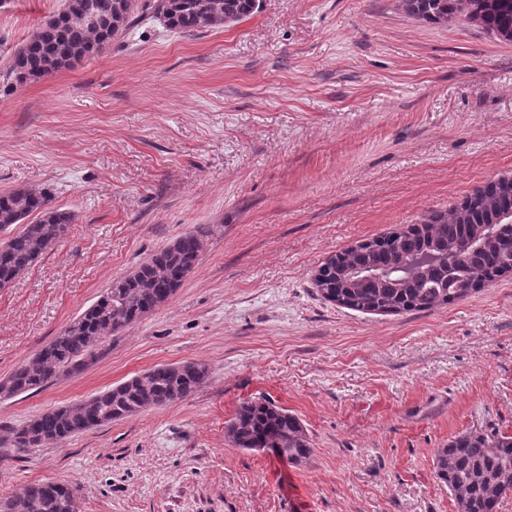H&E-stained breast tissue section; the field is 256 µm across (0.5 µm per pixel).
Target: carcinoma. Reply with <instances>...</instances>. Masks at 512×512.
<instances>
[{"label":"carcinoma","mask_w":512,"mask_h":512,"mask_svg":"<svg viewBox=\"0 0 512 512\" xmlns=\"http://www.w3.org/2000/svg\"><path fill=\"white\" fill-rule=\"evenodd\" d=\"M404 9L429 23L465 15L488 33L512 41V0H402ZM260 9V0H67L58 20L39 28L6 72L4 88L15 87L72 66L98 53L122 33L132 14L152 11L165 26L192 33L242 21ZM49 194L23 189L0 194V230L13 228L0 244V286L13 282L56 244L72 223L71 213L49 206ZM206 230L178 237L112 285L31 361L0 383L7 396L38 390L70 367L83 370L103 336L140 321L164 305L200 260ZM512 187L490 184L446 212L434 213L384 236L329 257L313 283L321 297L350 310L403 314L423 312L469 297L512 274ZM207 376L196 362L157 364L77 406H59L16 432L18 449L56 444L95 426L124 419L149 406L185 400ZM236 447L260 451L270 446L293 464L312 453L301 421L288 410L260 399L242 404L226 422ZM435 474L448 488L458 512H497L512 494V435L496 429L471 430L448 440L435 454ZM77 496L68 484L30 485L0 498V512H72L64 503Z\"/></svg>","instance_id":"cac0c4a2"}]
</instances>
